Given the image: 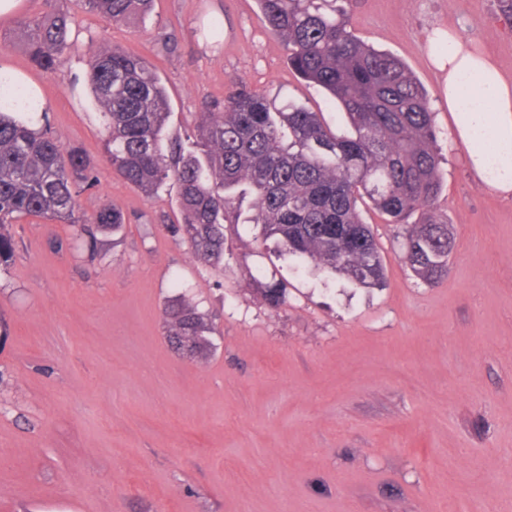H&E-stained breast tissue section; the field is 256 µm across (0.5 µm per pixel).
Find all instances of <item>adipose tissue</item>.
I'll use <instances>...</instances> for the list:
<instances>
[{
	"label": "adipose tissue",
	"mask_w": 512,
	"mask_h": 512,
	"mask_svg": "<svg viewBox=\"0 0 512 512\" xmlns=\"http://www.w3.org/2000/svg\"><path fill=\"white\" fill-rule=\"evenodd\" d=\"M429 50L468 168L491 191L512 196V75L452 27L435 30Z\"/></svg>",
	"instance_id": "1"
}]
</instances>
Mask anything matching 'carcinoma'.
<instances>
[{"mask_svg":"<svg viewBox=\"0 0 512 512\" xmlns=\"http://www.w3.org/2000/svg\"><path fill=\"white\" fill-rule=\"evenodd\" d=\"M337 0H258L259 20L288 50V65L326 91L344 113L348 130H331L306 106L270 100L237 85L224 105L199 113L193 130L169 136L167 94L155 65L120 47L88 53L74 90L89 86L90 107L106 118L104 150L117 175L146 195L167 182L177 188L182 223L172 231L194 256L224 261V222L237 197L250 199L247 224L262 226L282 254L345 276L364 288L384 283L383 257L358 204H371L404 226V260L428 283L447 276L454 237L436 207L443 187L427 95L408 67L349 30ZM149 0H84L114 21L146 14ZM67 15L49 10L29 33L34 63L56 70L76 41ZM94 183L90 163L50 131L36 97L0 77V267L13 256L9 224L34 216L77 224V236L95 253L96 233L118 231L124 214L109 204L93 225L79 223V196ZM284 286L264 288L277 306ZM166 339L193 358L209 344L208 327L185 298L165 309Z\"/></svg>","mask_w":512,"mask_h":512,"instance_id":"cac0c4a2","label":"carcinoma"}]
</instances>
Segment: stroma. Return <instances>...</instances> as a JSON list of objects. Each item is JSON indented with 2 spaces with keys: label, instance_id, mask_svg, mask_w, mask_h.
I'll return each instance as SVG.
<instances>
[{
  "label": "stroma",
  "instance_id": "obj_1",
  "mask_svg": "<svg viewBox=\"0 0 512 512\" xmlns=\"http://www.w3.org/2000/svg\"><path fill=\"white\" fill-rule=\"evenodd\" d=\"M78 49L48 71L29 54L26 23L43 0L0 22V63L29 72L54 135L97 182L81 219L106 203L124 228L99 254L56 252L66 224L28 217L0 270V512H512V197L487 189L450 136L433 28L461 32L512 72V18L498 0H353L350 30L402 60L424 86L444 157L439 212L456 238L445 279L405 264L403 228L363 209L385 283L298 268L253 224L224 227V265L199 261L169 232L176 190L148 196L102 157L105 121L70 90L88 48L145 56L169 95L170 134L204 103L245 82L345 119L288 65L257 0H154L145 19L112 22L78 0ZM221 43L205 37L210 18ZM280 282L268 306L261 290ZM185 297L215 330L188 359L165 340L164 309Z\"/></svg>",
  "mask_w": 512,
  "mask_h": 512
}]
</instances>
